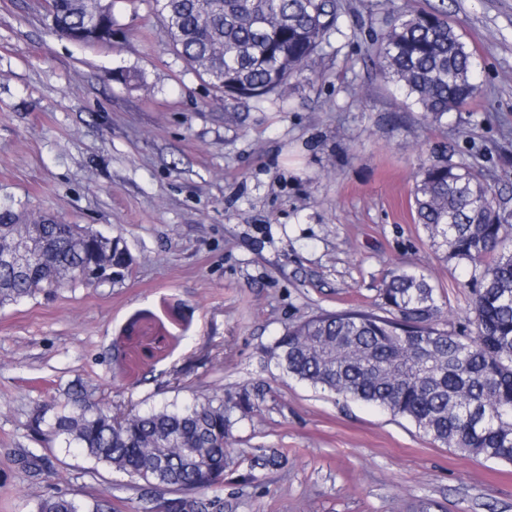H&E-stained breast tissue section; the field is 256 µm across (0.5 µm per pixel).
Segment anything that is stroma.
I'll list each match as a JSON object with an SVG mask.
<instances>
[{"label":"stroma","instance_id":"stroma-1","mask_svg":"<svg viewBox=\"0 0 512 512\" xmlns=\"http://www.w3.org/2000/svg\"><path fill=\"white\" fill-rule=\"evenodd\" d=\"M435 2L341 0L339 31L304 77L228 106L177 53L154 0H116L108 46L60 36L43 0H0V212L122 236L133 259L121 284L0 308V512L52 495L145 512L165 497L32 437L33 417L75 384L141 412L257 389L223 483L202 494L221 512H512V463L434 444L270 357L310 316L383 313L396 268L436 288L440 329L475 332L471 269L416 223L413 188L422 166L474 167L512 214V0H446L483 89L431 122L374 75L366 47L393 12ZM146 310L184 331L129 377L117 342ZM28 452L51 470L26 473Z\"/></svg>","mask_w":512,"mask_h":512}]
</instances>
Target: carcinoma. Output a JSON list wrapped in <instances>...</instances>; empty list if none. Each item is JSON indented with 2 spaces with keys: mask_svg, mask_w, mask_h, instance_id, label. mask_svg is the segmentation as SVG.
Masks as SVG:
<instances>
[{
  "mask_svg": "<svg viewBox=\"0 0 512 512\" xmlns=\"http://www.w3.org/2000/svg\"><path fill=\"white\" fill-rule=\"evenodd\" d=\"M67 26L93 40L83 8L59 0ZM182 58L224 91V102L263 101L298 79L338 30V0H213L211 23L197 22L195 0H155ZM441 2L400 13L367 48L376 75L396 87L427 119L458 112L480 93L473 53L448 23ZM224 42V62L206 68L209 47ZM416 223L446 259L472 266L475 335L438 328L436 288L423 275L394 270L382 299L391 316L350 308L321 312L278 337L272 353L288 375L346 399L412 421L432 442L486 459L512 462V224L481 173L453 164L422 167L415 176ZM0 214V237L42 244L41 256L17 265L0 258V308L46 288L98 286L124 280L132 257L124 240L79 224L19 226ZM132 367L158 361L175 339L153 315L134 318L122 334ZM234 425L222 397L180 409L114 415L72 387L31 430L96 465L167 488L168 512H203L199 490L217 483L227 464ZM36 512H106L96 498L41 500Z\"/></svg>",
  "mask_w": 512,
  "mask_h": 512,
  "instance_id": "carcinoma-1",
  "label": "carcinoma"
}]
</instances>
